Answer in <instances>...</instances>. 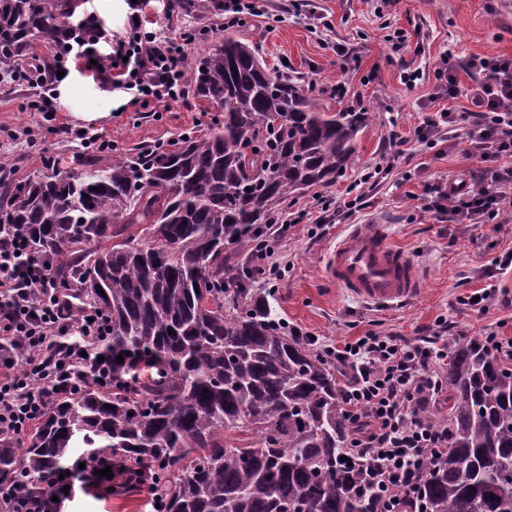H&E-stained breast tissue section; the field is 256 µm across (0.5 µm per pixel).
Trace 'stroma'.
Returning a JSON list of instances; mask_svg holds the SVG:
<instances>
[{
    "label": "stroma",
    "instance_id": "1",
    "mask_svg": "<svg viewBox=\"0 0 512 512\" xmlns=\"http://www.w3.org/2000/svg\"><path fill=\"white\" fill-rule=\"evenodd\" d=\"M132 0H80L75 18L94 16L115 36L124 35ZM166 0H153L150 11L158 22L180 33L203 31L202 39L186 45L187 54L202 56L224 35V16L172 19ZM267 18L246 17L240 31L268 68L300 77L323 93L325 104L352 106L373 112L372 123L360 135L355 158L336 182L292 197L284 212L302 210L305 220L292 226L274 247L272 260L285 271L276 282L266 278L250 285L266 292L278 318L316 336L319 343L351 340L364 332L417 335L422 328L444 318L455 322L467 337L486 326L507 321L512 335V304L488 313L460 309L458 296L485 287L486 269L512 250V223L448 224L438 222L423 208L429 185L444 187L463 181L474 184L490 177L494 162L471 156L465 129L449 141L430 148L420 146L411 159L391 160L386 149L395 135L414 138L427 113L441 109L432 101L436 71L442 63L456 70L462 95L452 102L456 111H472L468 95L475 75L465 71L474 55L512 56V0H268ZM406 31L409 44L393 51L397 31ZM346 60H338L337 49ZM419 71L415 86L402 81L403 69ZM344 85V98L332 96L335 85ZM40 87L24 81L0 82V161L15 165L17 179L44 172L40 153L59 160L61 168L80 167L90 159L79 142L64 138L28 144L25 128L59 122L75 130L103 133L112 142V158L126 159L143 149L170 148L187 134L210 133L219 116L210 102L188 97L186 102L158 107L156 112L129 109L128 94L112 89L100 75L84 68L72 69L54 102V112L30 109L29 101L41 96ZM378 170L379 183L361 207H342L349 186L362 175ZM337 208L329 223H321L319 200ZM390 224L393 238L420 266L425 285L421 295L403 308L378 307L353 299L328 282L323 258L348 225L372 221ZM144 492L135 490L107 496L75 489L62 512H147Z\"/></svg>",
    "mask_w": 512,
    "mask_h": 512
}]
</instances>
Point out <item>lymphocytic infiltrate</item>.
I'll use <instances>...</instances> for the list:
<instances>
[{"label": "lymphocytic infiltrate", "instance_id": "1", "mask_svg": "<svg viewBox=\"0 0 512 512\" xmlns=\"http://www.w3.org/2000/svg\"><path fill=\"white\" fill-rule=\"evenodd\" d=\"M104 39L100 27L85 18L71 25L57 54L55 70L68 62L96 58ZM110 67L105 81L127 91L138 108L185 101L186 52L183 43L162 26L131 22L128 36L110 39ZM481 80L470 90L473 111L444 109L428 114L415 138L395 137L393 156L411 158L417 146L466 125L472 156L487 162L512 157V58L473 56L466 63ZM512 208V166L496 170L491 182L450 189L434 186L427 211L439 222L499 224ZM111 334L106 317L73 289L56 285L50 260L30 254L25 234L0 225V440L16 439L37 422L54 391L68 392L84 377L85 355ZM454 326L439 319L414 336L368 331L361 338L321 345L335 365L351 437L348 457L363 464L367 482L381 512H427L423 494L426 462L448 451L447 428L425 420L423 411L446 391L443 372ZM111 468L112 477L100 476ZM134 473L111 456L95 464L70 466L64 478H53L49 492L24 493L0 483L7 512H61L58 498L65 486L130 489Z\"/></svg>", "mask_w": 512, "mask_h": 512}]
</instances>
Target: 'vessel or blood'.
Listing matches in <instances>:
<instances>
[{"label":"vessel or blood","mask_w":512,"mask_h":512,"mask_svg":"<svg viewBox=\"0 0 512 512\" xmlns=\"http://www.w3.org/2000/svg\"><path fill=\"white\" fill-rule=\"evenodd\" d=\"M324 275L347 294L387 307L420 295L423 273L412 255L398 247L387 224H356L329 249Z\"/></svg>","instance_id":"obj_1"}]
</instances>
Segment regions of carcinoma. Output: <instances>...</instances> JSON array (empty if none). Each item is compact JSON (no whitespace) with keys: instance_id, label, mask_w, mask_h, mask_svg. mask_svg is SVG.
Returning <instances> with one entry per match:
<instances>
[{"instance_id":"cac0c4a2","label":"carcinoma","mask_w":512,"mask_h":512,"mask_svg":"<svg viewBox=\"0 0 512 512\" xmlns=\"http://www.w3.org/2000/svg\"><path fill=\"white\" fill-rule=\"evenodd\" d=\"M223 0H167L204 17ZM73 0H0V70L35 40H53ZM193 92L222 112L171 151L110 158L18 180L0 216L58 287L76 283L112 321V373L137 387L53 398L26 444L0 441V481L39 487L75 447L141 467L163 512H376L330 362L288 334L267 296L224 285V253L251 250L288 198L336 182L368 111L330 109L314 87L272 73L234 31L192 57ZM102 291H97V288ZM173 332H168V329ZM448 453L426 466L430 512H512V368L473 338L448 350ZM251 437L226 443L227 432Z\"/></svg>"}]
</instances>
